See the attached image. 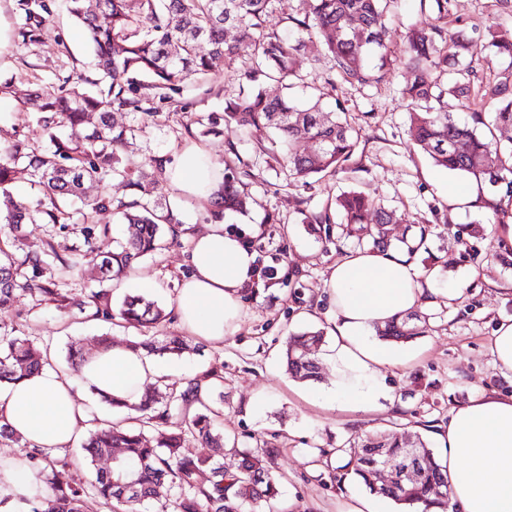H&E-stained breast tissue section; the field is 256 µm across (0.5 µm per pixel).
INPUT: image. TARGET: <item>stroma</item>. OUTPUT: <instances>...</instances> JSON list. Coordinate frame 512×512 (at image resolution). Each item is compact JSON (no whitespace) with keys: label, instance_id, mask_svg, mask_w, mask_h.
Wrapping results in <instances>:
<instances>
[{"label":"stroma","instance_id":"stroma-1","mask_svg":"<svg viewBox=\"0 0 512 512\" xmlns=\"http://www.w3.org/2000/svg\"><path fill=\"white\" fill-rule=\"evenodd\" d=\"M45 2L49 12L43 32L26 42L20 36L26 20L18 0H0V23L11 33L10 47L0 54V95L18 99L31 91L56 94L65 80L95 74V54L83 28L67 14L64 0ZM453 12L469 34L468 57L478 64L480 76L492 79L511 72L512 62L494 57L481 35L499 19L493 0H454ZM248 61V52H241L233 68L219 63L212 77L180 84L172 101L158 102L157 116L112 115L115 124L134 128L128 152L136 160H173L186 144L198 142L220 163L238 155L251 172L249 207L243 213H225L224 227L255 251L263 286L243 292V318L236 333L218 345L189 338L190 349L182 358H166L162 364L173 383L211 364H223L225 437L241 448L265 443L281 451L277 467L282 479L271 512H341L350 495L365 487L350 475L334 479L317 461L320 450L347 447L358 436L376 431L418 434L433 445L452 411L470 398L482 392L512 395V382L496 375L490 350L498 324L512 320V266L499 259L493 215L453 197L454 191L472 186L489 195L488 185L435 166L410 139L409 114L400 94L407 76L403 66H392L383 82L361 87L332 75L328 66L310 67L308 53L298 56L305 81L292 89V96L305 98L317 86L324 104L341 101L355 142L343 169L303 188L290 184L266 139L228 129L205 136L196 122L197 116L223 110L225 98L238 93ZM153 179L188 231L161 252L140 259L122 289L113 292L111 305L119 307L125 295L136 293L138 279H151L156 284L151 297L168 313L164 331L176 335V297L188 273L190 235L211 223L213 214L206 203L182 197L162 171H154ZM353 189L406 216V223L391 225L392 243L427 227L417 264L440 267L438 287L464 291L450 304L420 307L430 329L410 342L418 357L407 367L384 370L394 403L367 415L326 410L305 399V392L332 390V370H324L319 381H301L287 374L283 359L288 336L310 327L330 331L324 282L340 256L359 248L357 239L345 236L339 225L306 224L302 218ZM270 214L276 223H266ZM90 224L108 227L111 242L125 237V227L112 210L88 215L74 210L65 224L28 225L25 247L38 250L49 243L67 254L83 246L82 230ZM45 277L67 297V307L39 293H22L0 311V326L19 329L38 350L48 351L52 368L67 367L68 350L76 339L107 335L127 342L137 337L136 329L120 326L90 303L91 291L99 286L95 268L69 271L52 260ZM307 311L312 314L308 320L303 317Z\"/></svg>","mask_w":512,"mask_h":512}]
</instances>
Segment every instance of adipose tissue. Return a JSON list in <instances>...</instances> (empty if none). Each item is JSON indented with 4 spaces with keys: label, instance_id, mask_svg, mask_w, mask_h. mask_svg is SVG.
Listing matches in <instances>:
<instances>
[{
    "label": "adipose tissue",
    "instance_id": "1",
    "mask_svg": "<svg viewBox=\"0 0 512 512\" xmlns=\"http://www.w3.org/2000/svg\"><path fill=\"white\" fill-rule=\"evenodd\" d=\"M166 177L183 196L219 207L224 166L208 149L186 145ZM255 260L248 245L225 231L223 220L192 234L189 275L177 297L182 331L210 343L233 335L243 316L241 291L254 281ZM438 277V269L418 267L405 249L350 251L336 260L325 281L334 334L323 353L336 383L322 398L323 408L368 413L392 401L382 372L404 366L412 354L374 340L373 334L391 318L462 296L459 288H436ZM165 373L146 352L115 345L87 358L78 371L44 369L0 386V423L24 440L61 451L83 434L85 391L133 404ZM439 442L447 450L444 512H512V397H474L452 412Z\"/></svg>",
    "mask_w": 512,
    "mask_h": 512
}]
</instances>
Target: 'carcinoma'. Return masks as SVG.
<instances>
[{
    "label": "carcinoma",
    "mask_w": 512,
    "mask_h": 512,
    "mask_svg": "<svg viewBox=\"0 0 512 512\" xmlns=\"http://www.w3.org/2000/svg\"><path fill=\"white\" fill-rule=\"evenodd\" d=\"M70 15L84 28L97 58L99 78L84 77L56 96L31 92L22 99L30 112H49L43 119L45 144L15 139L0 144V195L5 211L0 223L7 229L0 242V308L10 306L20 292L56 295L37 281L45 257L50 255L64 268L83 263L95 265L101 281L125 277L134 264L163 246V225L178 218L162 197L152 195L148 168L163 169L169 160L154 156L137 164L127 155L133 129L116 126L113 112H141L148 92L173 90L180 83L212 73L214 63L230 66L240 50L250 51L244 71L246 86L224 101V114H210L203 133L220 131L226 125L248 134L270 132L271 151L286 162L288 179L303 185L311 179L334 173L353 153L352 127L336 104L326 110L322 94L314 91L306 101L292 96L270 98L264 84L276 82L286 90L299 79L295 57L309 48L313 61L329 57L332 69L351 84L371 85L383 80L394 62L402 64L409 79L402 90L410 109L408 132L432 161L488 185L493 193L495 223H512V139L502 141L498 132L512 129V73L494 83L477 85L478 70L466 61L469 38L459 30L451 0H432L427 20L410 29L399 55L389 46L387 19L395 0H301L294 16L268 27L276 0H67ZM25 40H34L43 24L41 12L23 3ZM490 47L512 61V24L495 23L484 31ZM209 46L200 54L199 45ZM464 99L469 118L462 120L447 109V98ZM487 100L496 101L493 111L484 110ZM68 129L65 136L58 126ZM311 142L304 153L293 152L295 139ZM24 174L50 206L32 205L10 191L17 175ZM123 178L130 199L114 200L101 194L90 200L93 209L112 208L127 236L117 247L108 243L107 229L87 227L85 249L74 248L66 256L53 246L28 251L17 261L10 248L23 245L25 225L60 221V204L85 199V185L106 176ZM238 171L224 165V211L246 209ZM348 236L387 248L386 225L405 218L388 211L359 191L341 194L335 209L325 208L304 218L309 224H331L333 218ZM164 307L144 295H128L117 318L136 329L158 328L166 321ZM426 321L408 314L377 329L392 341H405L427 332ZM323 339L320 330L290 336L286 342V370L299 380H314L319 361L312 347ZM160 356L179 358L188 348L181 336H145L130 344ZM48 357L34 348L27 336L12 328L0 337V384L14 382L39 372ZM224 364H214L179 385L165 384L145 392L139 403L107 400L112 407L132 413L122 421L104 426L93 418L94 429L83 443L85 460L101 458L110 466L98 469L92 481L65 479L70 467L67 456L51 455L0 424V443L8 441L20 449L19 459L40 469L44 486L33 488L23 498L27 512H89L96 502L109 512H148L151 505L161 512H265L279 494V478L273 470L279 449L228 447L224 429ZM182 416L180 426L169 429L173 413ZM197 444L185 452L188 441ZM420 476L415 481L374 484L371 464L375 449L403 459L410 448L406 436L376 432L359 438L340 452L348 455V473L359 479L370 493L388 498L402 509L416 505H438L448 509L447 477L433 449L422 437L415 439ZM208 470L211 477L200 480Z\"/></svg>",
    "instance_id": "cac0c4a2"
}]
</instances>
